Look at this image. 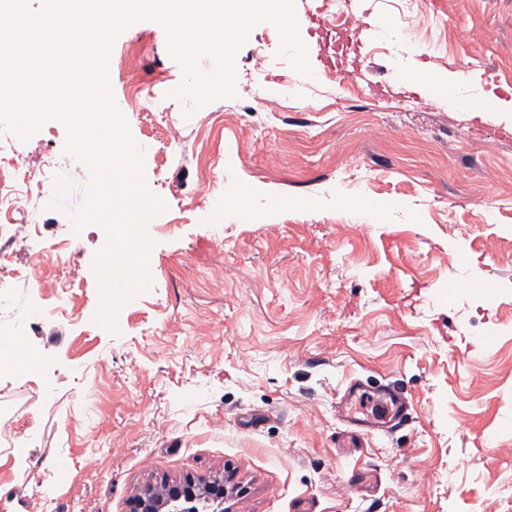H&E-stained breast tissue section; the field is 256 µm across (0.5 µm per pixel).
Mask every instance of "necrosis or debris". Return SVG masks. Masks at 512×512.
Instances as JSON below:
<instances>
[{"mask_svg":"<svg viewBox=\"0 0 512 512\" xmlns=\"http://www.w3.org/2000/svg\"><path fill=\"white\" fill-rule=\"evenodd\" d=\"M53 165H46L41 177L26 171L19 143L0 145V282L20 279L22 287L42 289L53 302L45 307L48 315L63 314L59 300L72 286L69 276L48 280L46 270L51 263H62L67 250L66 241L53 244L44 253L33 257L24 273L12 267L11 246L16 240H25L40 228V217L53 192Z\"/></svg>","mask_w":512,"mask_h":512,"instance_id":"4bbe7bcc","label":"necrosis or debris"}]
</instances>
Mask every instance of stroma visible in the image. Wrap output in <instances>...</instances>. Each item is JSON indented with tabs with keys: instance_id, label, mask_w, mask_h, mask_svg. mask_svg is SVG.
<instances>
[{
	"instance_id": "1",
	"label": "stroma",
	"mask_w": 512,
	"mask_h": 512,
	"mask_svg": "<svg viewBox=\"0 0 512 512\" xmlns=\"http://www.w3.org/2000/svg\"><path fill=\"white\" fill-rule=\"evenodd\" d=\"M295 3L318 78L277 59L276 29L259 25L236 57V98L188 120L167 96L182 72L164 30H130L144 49L110 75L168 206L152 287L120 309L118 334L95 323L99 243L67 215L82 180L67 212L44 211L39 237L14 244L21 264L70 240L79 284L63 317L28 288L0 303V327L20 323L50 362L36 377L0 371L14 425L0 512H129L147 486L189 477L225 481L234 512H512V139L498 113L450 111L374 70L461 71L469 94L511 99L512 0H350L357 31ZM259 55L264 112L246 92ZM132 82L153 90L151 111ZM65 139L52 120L25 142L31 170L72 166ZM484 280L495 302L473 289ZM356 378L396 382L409 423H345L339 393Z\"/></svg>"
}]
</instances>
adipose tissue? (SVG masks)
<instances>
[{
  "label": "adipose tissue",
  "mask_w": 512,
  "mask_h": 512,
  "mask_svg": "<svg viewBox=\"0 0 512 512\" xmlns=\"http://www.w3.org/2000/svg\"><path fill=\"white\" fill-rule=\"evenodd\" d=\"M400 68L407 74L408 85L419 87L424 94L440 98L454 111L483 112L492 110L507 115L512 113V100L484 99L476 101L461 97L459 90L469 80L468 75L464 73L446 70L425 73L405 62L401 63Z\"/></svg>",
  "instance_id": "1"
}]
</instances>
